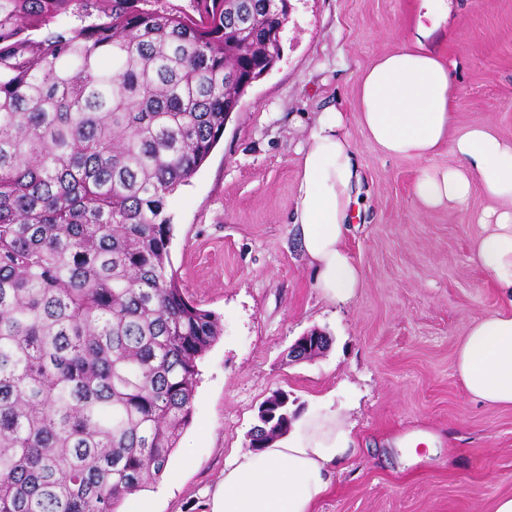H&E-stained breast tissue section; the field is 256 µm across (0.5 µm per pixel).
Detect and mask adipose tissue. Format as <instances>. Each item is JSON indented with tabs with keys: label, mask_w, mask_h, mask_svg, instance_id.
<instances>
[{
	"label": "adipose tissue",
	"mask_w": 512,
	"mask_h": 512,
	"mask_svg": "<svg viewBox=\"0 0 512 512\" xmlns=\"http://www.w3.org/2000/svg\"><path fill=\"white\" fill-rule=\"evenodd\" d=\"M421 6L426 21L417 26L414 43L362 71L353 111L323 113L311 127L292 222L322 295L351 300L362 286L361 271L345 247L359 213V174L347 131L352 121L384 155L426 162L413 185L414 198L425 208H462L477 192L493 201L479 219L471 260L497 290L500 304L462 336L456 371L473 398L512 407V141L484 125L454 128L451 73L426 46L433 28L448 19V0H421ZM445 147L456 164L431 166ZM354 445L353 426L335 412L304 413L265 448L231 455L223 480L206 493V510L316 512Z\"/></svg>",
	"instance_id": "ef3b65f1"
}]
</instances>
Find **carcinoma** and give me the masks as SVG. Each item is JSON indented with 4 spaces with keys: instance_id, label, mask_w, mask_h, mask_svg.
I'll list each match as a JSON object with an SVG mask.
<instances>
[{
    "instance_id": "carcinoma-1",
    "label": "carcinoma",
    "mask_w": 512,
    "mask_h": 512,
    "mask_svg": "<svg viewBox=\"0 0 512 512\" xmlns=\"http://www.w3.org/2000/svg\"><path fill=\"white\" fill-rule=\"evenodd\" d=\"M141 2L0 0V512H116L158 479L221 335L172 269L166 203L279 58L286 13ZM286 398L248 447L286 433Z\"/></svg>"
}]
</instances>
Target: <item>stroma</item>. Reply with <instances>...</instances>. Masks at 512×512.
Segmentation results:
<instances>
[{
  "mask_svg": "<svg viewBox=\"0 0 512 512\" xmlns=\"http://www.w3.org/2000/svg\"><path fill=\"white\" fill-rule=\"evenodd\" d=\"M419 0H290L281 57L254 82L198 171L169 197L172 268L187 296L220 318L198 360L192 418L159 479L139 491L152 512H204L231 451L273 392L299 412L327 408L356 428L317 512H491L512 495V407L473 399L455 372L459 340L498 306L471 262L488 201L429 210L412 195L423 167L390 158L357 123L361 214L346 248L363 275L348 302L322 297L290 221L300 151L320 113L356 101L360 72L409 44ZM430 48L448 62L455 127L488 125L512 140V0H448ZM320 331L330 347L289 360ZM439 435L421 463L396 436Z\"/></svg>",
  "mask_w": 512,
  "mask_h": 512,
  "instance_id": "35a3bbf8",
  "label": "stroma"
}]
</instances>
